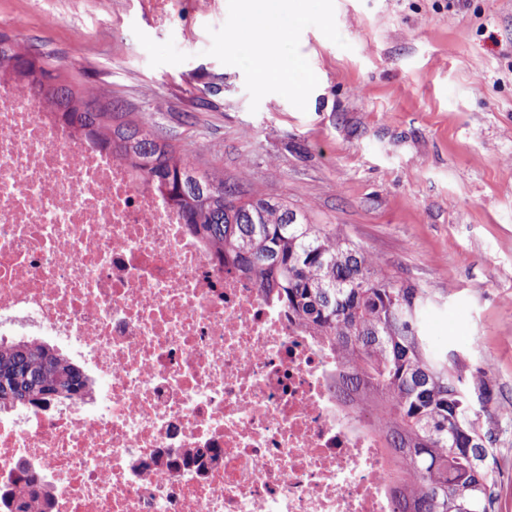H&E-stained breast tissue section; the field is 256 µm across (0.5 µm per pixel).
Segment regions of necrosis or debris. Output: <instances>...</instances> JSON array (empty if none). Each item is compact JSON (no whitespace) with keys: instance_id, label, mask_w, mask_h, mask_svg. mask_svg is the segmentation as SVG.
I'll use <instances>...</instances> for the list:
<instances>
[{"instance_id":"4bbe7bcc","label":"necrosis or debris","mask_w":512,"mask_h":512,"mask_svg":"<svg viewBox=\"0 0 512 512\" xmlns=\"http://www.w3.org/2000/svg\"><path fill=\"white\" fill-rule=\"evenodd\" d=\"M57 337L88 402L0 413V488L37 512H392L382 440L332 355L222 267L124 163L0 83V336ZM22 472L25 473L24 485L14 500V511L13 512H30L32 508V502L40 495L44 497V501L49 503L50 492L36 479L27 472L25 467H22Z\"/></svg>"}]
</instances>
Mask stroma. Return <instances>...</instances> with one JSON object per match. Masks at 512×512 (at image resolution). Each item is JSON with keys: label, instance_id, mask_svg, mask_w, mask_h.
<instances>
[{"label": "stroma", "instance_id": "obj_1", "mask_svg": "<svg viewBox=\"0 0 512 512\" xmlns=\"http://www.w3.org/2000/svg\"><path fill=\"white\" fill-rule=\"evenodd\" d=\"M242 0H0V32L218 180L343 225L432 296L422 332L490 395L512 512V0H307L259 90Z\"/></svg>", "mask_w": 512, "mask_h": 512}]
</instances>
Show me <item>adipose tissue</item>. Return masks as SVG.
I'll list each match as a JSON object with an SVG mask.
<instances>
[{
    "mask_svg": "<svg viewBox=\"0 0 512 512\" xmlns=\"http://www.w3.org/2000/svg\"><path fill=\"white\" fill-rule=\"evenodd\" d=\"M301 23L298 12L284 10L281 0H245L239 35L246 40L261 84H276L292 93H300L288 69L278 66L275 51L279 41Z\"/></svg>",
    "mask_w": 512,
    "mask_h": 512,
    "instance_id": "adipose-tissue-1",
    "label": "adipose tissue"
}]
</instances>
